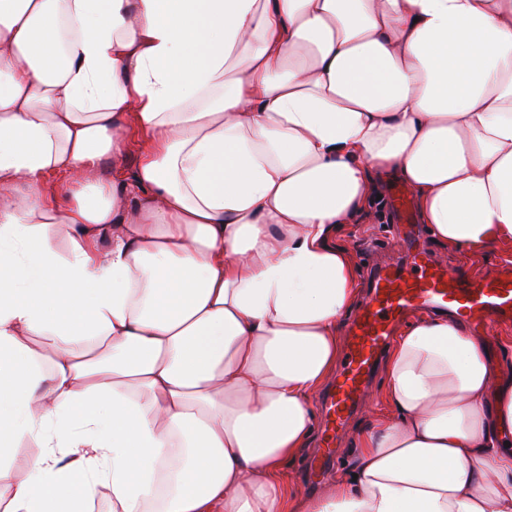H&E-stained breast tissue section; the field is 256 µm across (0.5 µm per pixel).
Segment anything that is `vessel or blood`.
Listing matches in <instances>:
<instances>
[{
  "label": "vessel or blood",
  "instance_id": "obj_1",
  "mask_svg": "<svg viewBox=\"0 0 512 512\" xmlns=\"http://www.w3.org/2000/svg\"><path fill=\"white\" fill-rule=\"evenodd\" d=\"M433 307L460 314L480 328L512 315V277L465 280L422 251L406 262L374 264L369 292L350 326L345 359L324 398V423L317 455L318 472L331 462L339 432L376 372L396 325L412 311Z\"/></svg>",
  "mask_w": 512,
  "mask_h": 512
}]
</instances>
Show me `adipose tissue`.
Instances as JSON below:
<instances>
[{"label":"adipose tissue","mask_w":512,"mask_h":512,"mask_svg":"<svg viewBox=\"0 0 512 512\" xmlns=\"http://www.w3.org/2000/svg\"><path fill=\"white\" fill-rule=\"evenodd\" d=\"M387 173L442 246L512 242V0H0V512H512V359L445 315L354 463L282 480ZM126 142L127 148L124 159L119 167L113 171V175L115 176V174H117L120 182H124L130 178L131 173L135 169L141 148L140 136L133 129H129L126 132Z\"/></svg>","instance_id":"1"}]
</instances>
